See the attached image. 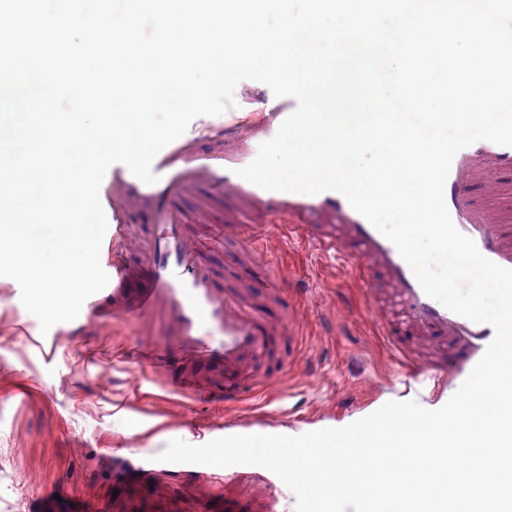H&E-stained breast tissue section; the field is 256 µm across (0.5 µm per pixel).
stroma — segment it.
<instances>
[{"label":"stroma","mask_w":512,"mask_h":512,"mask_svg":"<svg viewBox=\"0 0 512 512\" xmlns=\"http://www.w3.org/2000/svg\"><path fill=\"white\" fill-rule=\"evenodd\" d=\"M265 251L293 263L307 297L296 334V368L270 386L269 396L245 397L233 409L168 392L165 372L138 383L112 349L134 344L132 326L89 323L82 336L64 337L53 358L36 345L38 320L23 307L18 284L0 277V512H69L75 498L95 489L108 512H225L237 498L242 512L265 505L263 489L225 482L185 486L165 495L154 486L117 487L139 456L161 454L169 441L225 422L266 424L273 435L341 428L375 408L415 398L408 372L374 332L368 302L338 308L336 296L357 292L341 262L324 258L270 228ZM337 335L322 334L323 319Z\"/></svg>","instance_id":"obj_1"}]
</instances>
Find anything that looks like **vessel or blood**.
I'll list each match as a JSON object with an SVG mask.
<instances>
[{"label": "vessel or blood", "mask_w": 512, "mask_h": 512, "mask_svg": "<svg viewBox=\"0 0 512 512\" xmlns=\"http://www.w3.org/2000/svg\"><path fill=\"white\" fill-rule=\"evenodd\" d=\"M297 107L294 98L277 101L250 126L225 127L211 117L194 119L187 131L154 158L157 183L148 185L124 165L104 177L100 199L111 229L100 262L108 285L89 297L84 308L96 319L136 322L135 364L170 370V384L180 394L208 391L233 405L248 392L264 394L256 369L273 357L281 336L296 321L301 289L287 267L255 265L267 227L252 214L284 218L285 236L304 237L324 256L339 260L363 285L378 313L376 327L402 365L427 373L434 382L447 375L467 377L494 337L492 326L476 323L428 297L395 246L356 212L340 193L315 195L269 191L237 176L252 162L261 143L271 139ZM488 172L512 175V147L489 141L459 151L445 186L455 226L472 238L480 252L512 269V189L484 182ZM200 191L207 214L189 217L171 206L179 193ZM237 204L235 223L224 220V200ZM152 208L158 219L138 250L126 247L124 226L135 204ZM221 255L226 271L239 272V287H229L226 271L212 263ZM275 300L278 317H270L252 299L255 290ZM85 324L55 325L41 338L56 351L61 337L78 336ZM141 470L161 488L195 479L196 471L144 460ZM234 480L252 478L276 488L284 500L293 492L270 470L233 465Z\"/></svg>", "instance_id": "vessel-or-blood-1"}]
</instances>
